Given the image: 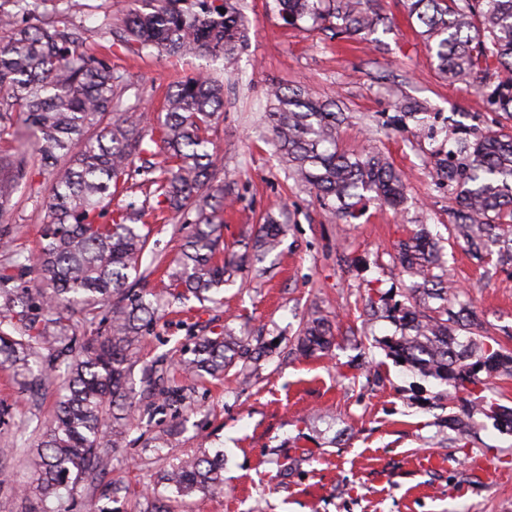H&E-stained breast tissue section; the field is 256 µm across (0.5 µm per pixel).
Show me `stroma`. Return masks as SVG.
<instances>
[{
  "mask_svg": "<svg viewBox=\"0 0 512 512\" xmlns=\"http://www.w3.org/2000/svg\"><path fill=\"white\" fill-rule=\"evenodd\" d=\"M73 20L86 48L124 73L125 102L161 112L168 86L200 71L224 83V108L213 132L216 169L233 206L224 213V239L238 240L243 225L280 212L288 232L265 261L266 273L245 271L224 287V303L190 300L162 313L140 351L145 363L176 359L195 336L234 329L237 335L276 342L250 378L191 382V409L172 436L168 417L137 416L127 444L112 462L120 490L102 482L90 490L105 512H143L160 474L200 448L224 451V491L169 501L170 512H512V432L474 414L475 434L458 444L437 379L396 362L383 345L397 335L386 318L368 319V303L404 302L412 280L395 266V243L426 225L442 245L456 286L473 299L499 349L512 353V271L486 272L464 249L449 243L453 199L436 184L435 162L461 135L512 133L478 82L440 74L404 8V0H374L389 20L377 40L335 36L306 19L291 28L273 0H241L246 41L232 60L176 58L124 44L105 34L104 19L120 23L132 0H83ZM300 87L344 114L338 143L350 153L384 154L408 179L399 209L373 203L342 221L313 193L288 178L270 142L264 115L271 86ZM415 99L428 113L416 127L399 112ZM50 178L22 186L0 230L11 247L34 255L47 221ZM319 301L334 323L335 344L319 357L286 355L290 340ZM56 388L28 397L0 368V445H23L45 420ZM30 478L24 462L0 460V512H25L18 493Z\"/></svg>",
  "mask_w": 512,
  "mask_h": 512,
  "instance_id": "1",
  "label": "stroma"
}]
</instances>
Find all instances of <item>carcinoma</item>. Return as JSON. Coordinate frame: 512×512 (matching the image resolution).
Wrapping results in <instances>:
<instances>
[{
    "label": "carcinoma",
    "instance_id": "obj_1",
    "mask_svg": "<svg viewBox=\"0 0 512 512\" xmlns=\"http://www.w3.org/2000/svg\"><path fill=\"white\" fill-rule=\"evenodd\" d=\"M0 10V127L22 125L19 145L0 150V214L28 182L30 168L52 176L46 203L49 221L34 258H15L0 268V366L22 390L39 394L62 370V395L26 455L33 481L22 496L44 503L75 497L84 485L112 471L135 420L139 401L130 381L140 363L147 326L163 307L144 289L141 271L151 228L134 205L102 223L112 197L136 184L156 201L159 216L180 215L183 248L170 268L172 302L193 296L223 304L224 285L242 269L264 260L287 227L269 217L246 227L239 250L222 247L224 183L216 179L209 132L224 106V85L207 73L175 82L166 92L164 115L147 118L123 106L120 76L107 59L82 49L70 17L82 8L64 0L54 18L19 24L25 13ZM290 26L309 18L336 33L365 39L385 18L371 0H276ZM126 14L119 41L183 56L234 55L247 31L239 0H137ZM420 36L450 78L485 81L493 104L512 115V0H406ZM266 119L272 143L288 176L315 193L342 220L370 201L396 208L406 199L401 173L383 154L347 155L336 149V113L301 88L270 92ZM440 181L455 196L448 233L475 258L512 266V136H484L448 150L436 161ZM142 180H137V177ZM395 260L415 279L409 305L383 303L401 334L388 340L396 359L448 386V398L465 395L470 409L448 418L467 432L474 411L512 430V408L487 399L492 376L512 377V354L493 347L495 338L462 293L448 285L433 243L422 226L398 240ZM35 273L30 286L13 282ZM332 323L319 308L303 320L291 350L310 356L330 348ZM192 357L176 366L189 378L219 377L238 365L258 363L263 351L231 329L197 337ZM148 394L158 396L179 419L184 397L155 365L145 369ZM164 490L185 498L224 487V452L204 448L160 478Z\"/></svg>",
    "mask_w": 512,
    "mask_h": 512
}]
</instances>
